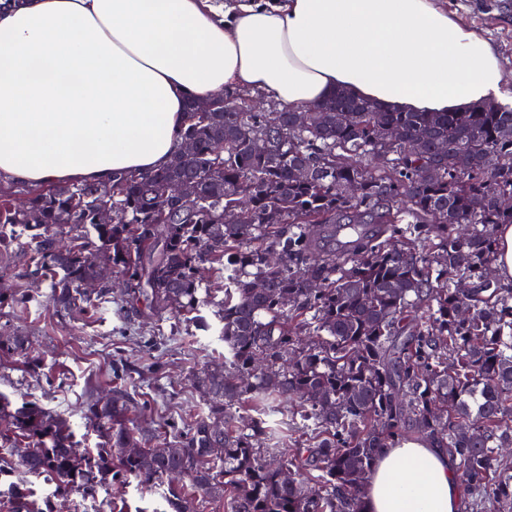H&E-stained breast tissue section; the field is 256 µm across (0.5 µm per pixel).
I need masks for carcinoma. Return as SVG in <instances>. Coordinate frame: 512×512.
I'll return each mask as SVG.
<instances>
[{
    "mask_svg": "<svg viewBox=\"0 0 512 512\" xmlns=\"http://www.w3.org/2000/svg\"><path fill=\"white\" fill-rule=\"evenodd\" d=\"M251 101L227 94L202 112L190 100L181 142L156 170L106 185L0 180V247L6 232L25 240L26 276L49 282L59 312L106 308L110 267L135 314H166L175 329L189 316L207 331L210 310L227 353L224 368L196 376L208 411L163 448L134 426L138 401L118 386L86 401L94 452L66 416L0 394V473L20 486L55 475L58 497L133 478L167 487L164 512H366L380 450L416 435L448 454L463 512H512V287L485 279L498 226L512 224L498 204L512 196V107L400 112L344 90L303 113ZM377 156L385 166L368 164ZM338 226L356 235L345 252ZM205 262L224 278L218 301L202 288ZM26 292L20 279L1 288L0 309ZM28 345L0 326L1 355ZM279 397L306 442L264 448L265 419L232 425L234 407ZM44 504L15 492L0 512H54Z\"/></svg>",
    "mask_w": 512,
    "mask_h": 512,
    "instance_id": "carcinoma-1",
    "label": "carcinoma"
}]
</instances>
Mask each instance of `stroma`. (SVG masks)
<instances>
[{"instance_id": "stroma-1", "label": "stroma", "mask_w": 512, "mask_h": 512, "mask_svg": "<svg viewBox=\"0 0 512 512\" xmlns=\"http://www.w3.org/2000/svg\"><path fill=\"white\" fill-rule=\"evenodd\" d=\"M450 14L488 39L506 73V91L512 96V0H443ZM43 296L42 305L26 311L15 308L10 329L29 341L27 356L0 357V392L15 404L28 401L70 417L81 447L94 448L98 439L81 410L87 384L100 389L120 385L138 400L140 426L153 432V444L186 430L191 418L206 410L195 383L198 371L223 364L224 343L217 331L183 325L171 334L168 321L130 315L120 305L94 319L63 315L48 302V284L29 280ZM289 403L270 408L267 448H291L307 435L291 418Z\"/></svg>"}]
</instances>
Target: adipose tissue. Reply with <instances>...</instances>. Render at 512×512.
I'll return each mask as SVG.
<instances>
[{"instance_id":"obj_1","label":"adipose tissue","mask_w":512,"mask_h":512,"mask_svg":"<svg viewBox=\"0 0 512 512\" xmlns=\"http://www.w3.org/2000/svg\"><path fill=\"white\" fill-rule=\"evenodd\" d=\"M492 45L440 0H24L0 11V177L29 186L153 170L189 97L319 104L344 88L403 112L502 98ZM446 457L382 449L367 512H459Z\"/></svg>"}]
</instances>
